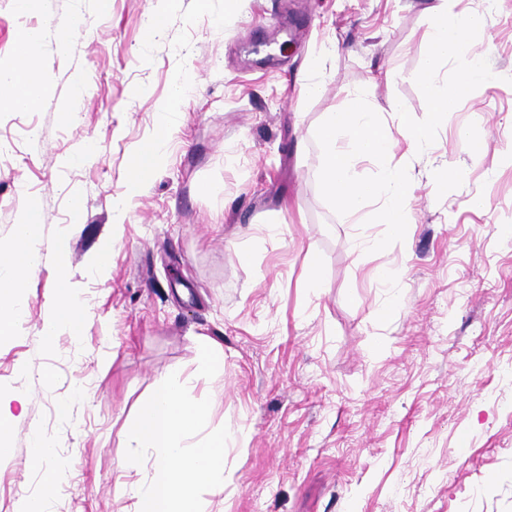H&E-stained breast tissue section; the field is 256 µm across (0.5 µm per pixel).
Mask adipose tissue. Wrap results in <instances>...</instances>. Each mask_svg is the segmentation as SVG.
<instances>
[{
    "label": "adipose tissue",
    "mask_w": 512,
    "mask_h": 512,
    "mask_svg": "<svg viewBox=\"0 0 512 512\" xmlns=\"http://www.w3.org/2000/svg\"><path fill=\"white\" fill-rule=\"evenodd\" d=\"M427 33V65L418 79L424 86L433 114L456 111L459 103L468 99L474 87L487 80L488 73L482 53L475 51V38L484 29L483 17L469 13L456 18L448 16V0H436L431 10ZM36 31L19 34L16 55L8 66H0V112L35 108L45 83L44 72L30 59V50L39 40ZM451 59L464 60L465 65L452 82L438 80L439 68ZM172 133L168 124L156 128L150 141L132 156L129 190L141 192L165 152ZM324 152L321 181L328 197L348 215L365 207H373L381 223L392 234H399L405 222L409 198V179L389 159L397 145L396 139L383 126L379 114L366 98L353 95L338 109L326 113L316 130ZM377 164L379 174L373 179L360 178L357 169L364 162ZM42 218L37 207H28L21 215L15 231V244L0 248V294L5 317H0V334H7L14 323L24 316L19 293L21 275L33 268L39 258L37 243ZM84 313L69 286L67 277H59L54 306L44 322L42 339L52 343L60 330L80 335Z\"/></svg>",
    "instance_id": "ef3b65f1"
}]
</instances>
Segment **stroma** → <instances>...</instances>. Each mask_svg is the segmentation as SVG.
<instances>
[{
  "label": "stroma",
  "mask_w": 512,
  "mask_h": 512,
  "mask_svg": "<svg viewBox=\"0 0 512 512\" xmlns=\"http://www.w3.org/2000/svg\"><path fill=\"white\" fill-rule=\"evenodd\" d=\"M433 3L180 0L150 35L161 0H0V61L37 29L46 76L36 108L0 112V246L26 207L43 215L25 316L0 336V399L16 418L0 512L38 495L47 468L54 512H131L125 429L204 344L224 369L194 395L211 401L210 429L230 431L206 512H512V0H451L452 14L485 13L489 79L449 115L416 79ZM357 91L391 133H430L425 151L390 159L411 180L397 237L321 184L314 132ZM66 110L74 123L59 122ZM167 121L150 188L130 194L133 153ZM473 136L486 141L477 160ZM445 164L464 180L442 195L431 179ZM62 272L87 323L48 348ZM35 434L52 447L41 466Z\"/></svg>",
  "instance_id": "1"
}]
</instances>
